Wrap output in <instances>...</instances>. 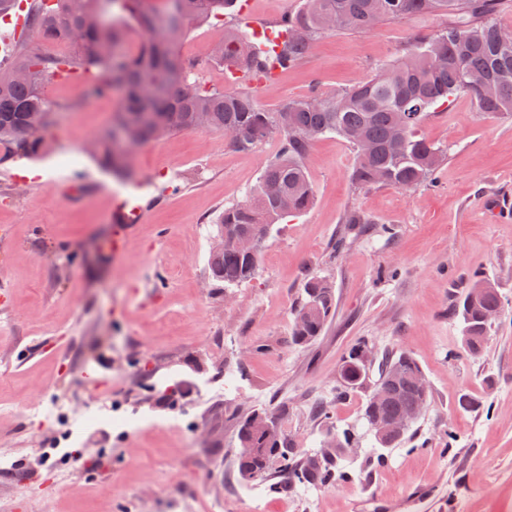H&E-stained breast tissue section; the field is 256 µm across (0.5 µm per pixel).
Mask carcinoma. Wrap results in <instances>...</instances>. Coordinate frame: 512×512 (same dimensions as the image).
Segmentation results:
<instances>
[{"mask_svg": "<svg viewBox=\"0 0 512 512\" xmlns=\"http://www.w3.org/2000/svg\"><path fill=\"white\" fill-rule=\"evenodd\" d=\"M165 2L161 13L153 0H29L15 60L8 70H0V161L30 159L43 151L44 138L28 137L26 131L43 126L48 81L74 74L90 78L91 97L121 91L123 105L110 127L133 133L141 145L166 133L193 130L199 118L206 129L224 133L238 151L278 140V154L265 165L249 197L225 207L217 221L226 243L221 250L211 248L208 268L211 279L226 288L254 279L260 260V251H241L227 239L249 234L261 245L274 225L311 207L313 188L305 160L320 137L335 134L356 149L350 174L356 187L412 190L432 183L443 162V150L420 132L431 108L464 93L476 111L512 117V30L492 21L503 0H304L299 13L277 22L288 29L271 53L281 70L307 57L325 33L365 31L383 19L436 12L448 14L450 22L435 35L417 39L399 60L379 65L367 80L341 92L315 89L276 111L259 108L247 92L206 88L177 52L185 22L221 18L234 0ZM127 20L137 21L144 33L143 47L134 55L116 50ZM34 41L72 42L79 53L44 57L28 50ZM215 54L249 78L257 73L256 47L235 32H224ZM112 135L108 130L93 140L94 155L110 171ZM335 307L332 284L316 275L308 277L292 313L291 342H314L325 332ZM499 309L496 285L475 278L458 305L462 340L470 353L482 350L484 318ZM373 357L365 344L351 352L342 367L340 393L354 390L369 377ZM377 374L379 382L399 388V393L368 399L363 420L393 423L412 410L423 413L430 392L413 386L424 373L412 356L402 351L381 356ZM266 413L255 409L237 420L236 464L245 482L269 474L277 465L280 480L272 484L274 492L344 480L339 460L350 445L369 436L353 427L343 431L333 447L323 443L309 455L299 449L291 452L284 434L269 435L259 426L258 416Z\"/></svg>", "mask_w": 512, "mask_h": 512, "instance_id": "1", "label": "carcinoma"}]
</instances>
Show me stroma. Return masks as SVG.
<instances>
[{"label":"stroma","instance_id":"obj_1","mask_svg":"<svg viewBox=\"0 0 512 512\" xmlns=\"http://www.w3.org/2000/svg\"><path fill=\"white\" fill-rule=\"evenodd\" d=\"M302 8L250 0L248 16L189 23L180 55L208 88L249 89L273 111L316 87H352L448 23L408 16L328 34L270 84L232 78L215 58L217 26L259 36ZM46 101L42 154L0 163V512H512V211L486 209L512 200V117L481 114L465 95L432 110L422 133L445 160L413 191L355 190L353 147L324 136L307 161L312 206L274 226L254 280L227 288L207 267L217 218L254 188L277 141L242 152L220 132L171 133L142 145L124 180L85 150L121 93L88 96L78 75L51 81ZM128 199L142 223H116ZM353 209L367 221L351 230ZM311 274L332 283L336 311L299 347L290 311ZM478 274L502 311L473 356L455 307ZM361 342L410 354L426 376L431 403L404 442L381 464L359 442L342 460L347 480L330 487L271 495L268 479L238 482L245 412L287 403L283 430L307 453L355 424L371 384L337 390ZM219 373L228 391L205 398L200 382ZM318 403L331 419L312 414ZM101 404L111 420L79 432L82 408Z\"/></svg>","mask_w":512,"mask_h":512}]
</instances>
